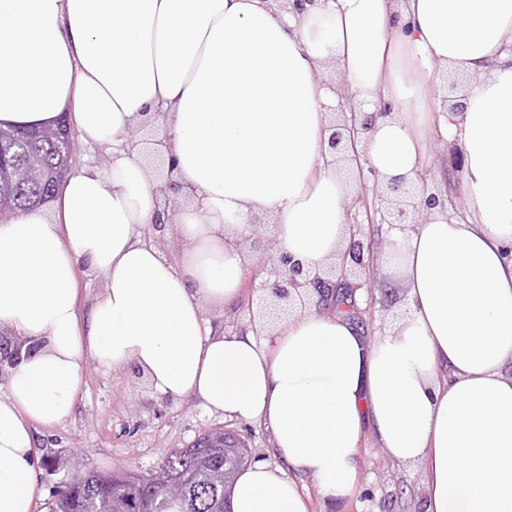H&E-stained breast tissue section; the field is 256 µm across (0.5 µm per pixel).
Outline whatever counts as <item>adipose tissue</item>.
<instances>
[{
  "label": "adipose tissue",
  "mask_w": 512,
  "mask_h": 512,
  "mask_svg": "<svg viewBox=\"0 0 512 512\" xmlns=\"http://www.w3.org/2000/svg\"><path fill=\"white\" fill-rule=\"evenodd\" d=\"M446 71L470 79L449 99ZM351 108L374 126L332 149L331 115ZM66 110L112 165L70 169L47 205L0 223V327L39 344L0 396V512H32L34 427L70 417L91 361L270 430L281 464L244 467L231 512H308L297 473L344 500L369 434L423 466V512H512V0H316L286 16L261 0H0V124ZM146 123L187 199L164 229L177 260L139 234L163 210L129 143ZM444 144L464 209L392 230L377 272L402 293L377 340L314 300L269 329L206 324L203 304L241 298L255 215L326 273L349 243L340 167L426 198L419 175ZM81 267L106 277L82 316Z\"/></svg>",
  "instance_id": "ef3b65f1"
}]
</instances>
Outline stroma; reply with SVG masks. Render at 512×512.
Listing matches in <instances>:
<instances>
[{
  "mask_svg": "<svg viewBox=\"0 0 512 512\" xmlns=\"http://www.w3.org/2000/svg\"><path fill=\"white\" fill-rule=\"evenodd\" d=\"M397 290L373 289L357 302L352 318L368 337L392 317ZM86 385L72 416L52 426H36L41 465L33 512H48L52 492L62 480L91 471L116 469L143 476L153 473L172 449L187 447L204 430L221 427L238 434L255 459L272 460L269 431L207 410L192 398L154 395L135 365L108 370L96 362L84 369ZM357 491L327 510L314 478L298 479L310 500V512H421L425 494L421 470L391 458L374 436H366L358 452Z\"/></svg>",
  "mask_w": 512,
  "mask_h": 512,
  "instance_id": "1",
  "label": "stroma"
}]
</instances>
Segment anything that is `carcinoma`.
Listing matches in <instances>:
<instances>
[{
  "mask_svg": "<svg viewBox=\"0 0 512 512\" xmlns=\"http://www.w3.org/2000/svg\"><path fill=\"white\" fill-rule=\"evenodd\" d=\"M65 157L66 146L55 137L0 127V163L10 169L35 165L43 173L37 182L0 184V201L9 208V218L54 195L55 174ZM16 343L15 336H0V381L9 379ZM247 458L236 435L213 429L190 446L174 449L159 464L181 482V499L172 508L165 507L163 492L151 477L131 482L116 470L71 478L54 495L49 512H224V470L237 474Z\"/></svg>",
  "mask_w": 512,
  "mask_h": 512,
  "instance_id": "obj_1",
  "label": "carcinoma"
}]
</instances>
